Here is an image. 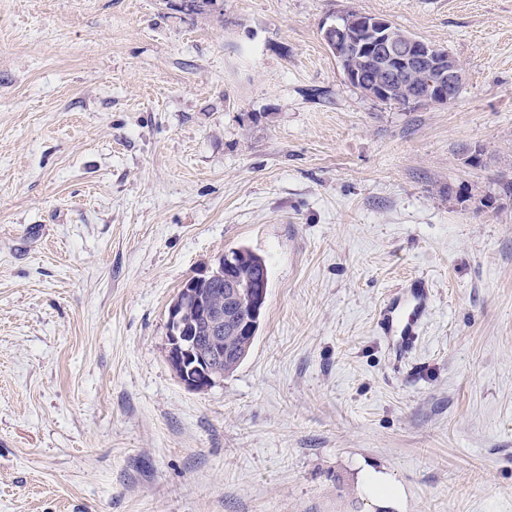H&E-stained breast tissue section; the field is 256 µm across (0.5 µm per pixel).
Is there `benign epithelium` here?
I'll list each match as a JSON object with an SVG mask.
<instances>
[{
	"label": "benign epithelium",
	"mask_w": 512,
	"mask_h": 512,
	"mask_svg": "<svg viewBox=\"0 0 512 512\" xmlns=\"http://www.w3.org/2000/svg\"><path fill=\"white\" fill-rule=\"evenodd\" d=\"M391 27L392 23L383 18L371 26L356 16L345 24L330 23L323 29V38L338 59L357 44L378 63L381 77L369 86L374 96L404 93L413 101L451 100L461 86L459 62L417 40L391 37ZM423 67L434 74L433 95L398 85L400 74ZM220 281L224 282V295L208 291L211 284ZM266 293L264 266H250L242 252L222 254L184 283L168 308L167 358L188 389L206 391L224 379V362L233 354L225 348L226 339L255 334Z\"/></svg>",
	"instance_id": "obj_1"
}]
</instances>
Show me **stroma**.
I'll list each match as a JSON object with an SVG mask.
<instances>
[{"label": "stroma", "instance_id": "1", "mask_svg": "<svg viewBox=\"0 0 512 512\" xmlns=\"http://www.w3.org/2000/svg\"><path fill=\"white\" fill-rule=\"evenodd\" d=\"M180 3L0 0V512H512V198L474 203L512 175V0ZM348 11L447 49L458 97L353 87ZM239 246L257 338L188 390L168 307ZM429 306L428 288L423 280H416L400 298L384 308L377 325L384 336L395 340L400 350L407 351L417 340L419 322Z\"/></svg>", "mask_w": 512, "mask_h": 512}]
</instances>
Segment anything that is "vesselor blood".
I'll use <instances>...</instances> for the list:
<instances>
[{"mask_svg":"<svg viewBox=\"0 0 512 512\" xmlns=\"http://www.w3.org/2000/svg\"><path fill=\"white\" fill-rule=\"evenodd\" d=\"M429 306L430 297L424 281H414L400 298L384 308L377 325L384 336L395 340L400 350H409L417 340L419 322Z\"/></svg>","mask_w":512,"mask_h":512,"instance_id":"vessel-or-blood-1","label":"vessel or blood"}]
</instances>
